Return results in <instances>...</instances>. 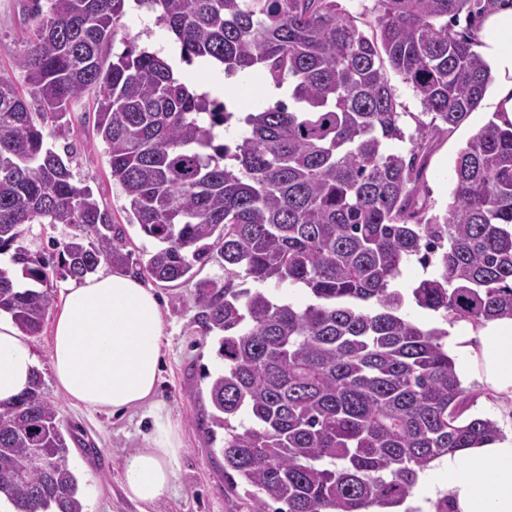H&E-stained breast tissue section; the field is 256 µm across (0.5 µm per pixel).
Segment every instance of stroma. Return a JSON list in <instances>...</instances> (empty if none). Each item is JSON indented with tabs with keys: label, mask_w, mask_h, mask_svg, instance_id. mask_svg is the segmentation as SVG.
Wrapping results in <instances>:
<instances>
[{
	"label": "stroma",
	"mask_w": 512,
	"mask_h": 512,
	"mask_svg": "<svg viewBox=\"0 0 512 512\" xmlns=\"http://www.w3.org/2000/svg\"><path fill=\"white\" fill-rule=\"evenodd\" d=\"M23 5V0H0V73L12 76L17 73L15 62L28 32ZM138 15L135 6H128L114 52L123 51V41L127 38L137 39L139 44L156 50L168 48L170 39L166 27L160 23L142 26ZM386 76L401 114L400 126L406 134L405 140L395 142L394 148L406 154L412 147L411 136L429 125L431 116L425 113L419 98L400 75L390 70ZM492 117L491 101L486 98L453 131L428 135L425 187L418 201L430 213L446 211L454 160L467 141ZM71 122L70 139L56 140V148L73 144L76 150L73 167L78 178L91 187L101 205L109 208L133 260L146 263L158 244L146 236L139 225L127 221V200L121 187L112 181L105 146L93 129L92 110L73 113ZM197 271L195 281L178 288L155 290L169 333L163 348L155 399L176 424L183 454L173 492L145 511L125 497L122 485L125 458L147 447L152 421L139 412L119 416L105 411H86L72 405L57 389L50 364L53 328L59 310L57 301L74 282L57 275L52 278L56 301L47 311L42 332L32 337L31 342L39 361L38 372L45 395L58 407L62 419L77 437L71 446V462L79 479L84 512H252L254 508L243 489H229L224 480V462L214 456L205 433L211 411L207 375L221 368L222 362L217 356L218 344L214 337L201 335L195 322L194 297L198 281L223 280L224 262L215 256L198 266ZM465 386L472 396L467 416L492 419L502 430L512 428V399L488 391L473 378L468 379Z\"/></svg>",
	"instance_id": "1"
}]
</instances>
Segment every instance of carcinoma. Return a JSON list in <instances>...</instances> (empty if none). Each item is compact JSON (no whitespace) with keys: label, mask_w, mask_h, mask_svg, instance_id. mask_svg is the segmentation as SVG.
Segmentation results:
<instances>
[{"label":"carcinoma","mask_w":512,"mask_h":512,"mask_svg":"<svg viewBox=\"0 0 512 512\" xmlns=\"http://www.w3.org/2000/svg\"><path fill=\"white\" fill-rule=\"evenodd\" d=\"M127 0H29L30 33L16 61L26 92L0 75V312L41 333L50 272L81 282L101 263L126 272L112 213L73 171L70 113L95 92L130 224L161 247L138 270L155 285L194 278L217 253L224 282L200 281L204 336L218 338L208 434L224 431V478L255 512H369L411 496L439 457L499 434L461 419L468 400L444 326L407 308L474 322L512 318V123L494 115L459 151L450 202L428 216L416 200L424 140L409 155L383 62L432 115L461 125L491 71L472 21L483 0H376L368 36L339 0H136L165 25L175 56L130 43L111 54ZM220 73L260 69L291 103L250 114L231 147L217 96L176 74V62ZM33 224L60 225L46 256ZM417 261L431 273L394 287ZM307 289L301 307L261 288ZM40 376L0 409V498L15 512H83L58 408ZM250 425H233L240 415Z\"/></svg>","instance_id":"carcinoma-1"}]
</instances>
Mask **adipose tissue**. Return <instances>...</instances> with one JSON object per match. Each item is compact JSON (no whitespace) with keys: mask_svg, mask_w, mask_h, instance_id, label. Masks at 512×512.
I'll use <instances>...</instances> for the list:
<instances>
[{"mask_svg":"<svg viewBox=\"0 0 512 512\" xmlns=\"http://www.w3.org/2000/svg\"><path fill=\"white\" fill-rule=\"evenodd\" d=\"M477 38L496 78L492 109L512 122V0H491ZM167 336L159 300L138 278L98 274L64 294L50 349L55 382L76 404L89 411H152L148 446L126 457L123 482L130 501L148 506L172 490L181 456L175 425L153 402ZM450 341L467 360L468 375L512 398V319L454 330ZM37 369L28 337L0 317V403L28 391ZM417 482L427 485V494L390 512H436L443 499L450 512H512V431L435 459Z\"/></svg>","mask_w":512,"mask_h":512,"instance_id":"adipose-tissue-1","label":"adipose tissue"}]
</instances>
